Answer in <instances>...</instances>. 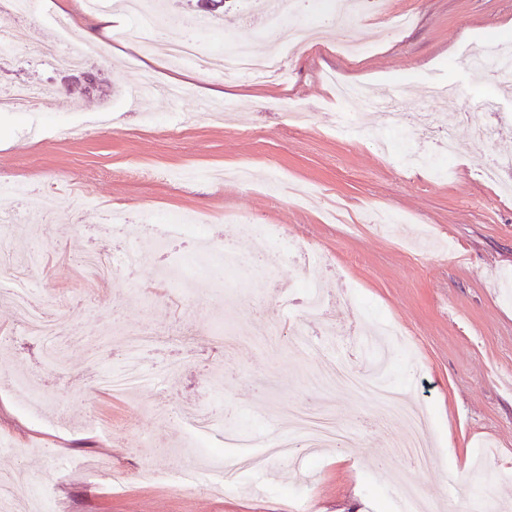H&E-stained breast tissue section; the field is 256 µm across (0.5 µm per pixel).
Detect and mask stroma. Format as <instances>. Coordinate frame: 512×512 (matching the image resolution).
Returning <instances> with one entry per match:
<instances>
[{"instance_id":"1","label":"stroma","mask_w":512,"mask_h":512,"mask_svg":"<svg viewBox=\"0 0 512 512\" xmlns=\"http://www.w3.org/2000/svg\"><path fill=\"white\" fill-rule=\"evenodd\" d=\"M386 8L409 13V27L386 31L382 14L369 11L354 29L295 50L284 80L199 69L169 106L135 108L126 94L144 74L162 84L182 74L148 33L136 44L118 34L83 41L88 62L73 80L21 51L0 57V88L50 83L66 97L0 112V186L24 182L60 200L47 218L0 223V238L28 259L34 300L64 320V365L55 368L35 337L17 333L13 304L0 297V480L25 471L27 491L52 490L55 512H290L297 504L305 512H512V195L478 172L483 157L512 147V93L498 96L494 141L461 120L498 95L496 83L474 82L465 62L470 49L512 35V0H387ZM173 9L206 54L241 43L260 55L272 35L260 0H224L223 17L211 20L197 0H174ZM332 75L373 91L398 88L412 106H429L426 141L456 126L450 170L408 162L400 135L378 146L363 106L353 108L357 132H337ZM173 111L177 133L167 128ZM67 124L84 125L85 136L57 138ZM115 211L124 229H113ZM375 211L395 214L396 224H370ZM184 213L204 218L203 240L168 241L140 267L115 266L106 283L82 266L94 249L142 247L153 226ZM243 223L272 225L319 259L336 333L308 325L320 346L314 355L288 335L303 305L297 264L246 266L223 287L197 283L175 301L156 289L188 255L202 267L227 245L257 257ZM386 319L409 339L390 348L388 382L427 415L429 468L398 458L403 423L384 422L378 405L349 389L327 405L357 434L347 457L305 448L298 464L272 463L231 491L219 468L242 449L215 456L167 420L216 412L256 445L285 437L283 403L320 406L310 379L332 360L364 361L359 333ZM137 332L154 339L142 355L146 372L176 359L178 378L120 396L98 390L97 370L121 367L126 337ZM21 378L37 387L39 404L13 389ZM92 415L107 435L88 427ZM481 447L484 479L460 487ZM76 458L109 466L115 482L88 485ZM189 465L198 483L187 489L145 476Z\"/></svg>"}]
</instances>
